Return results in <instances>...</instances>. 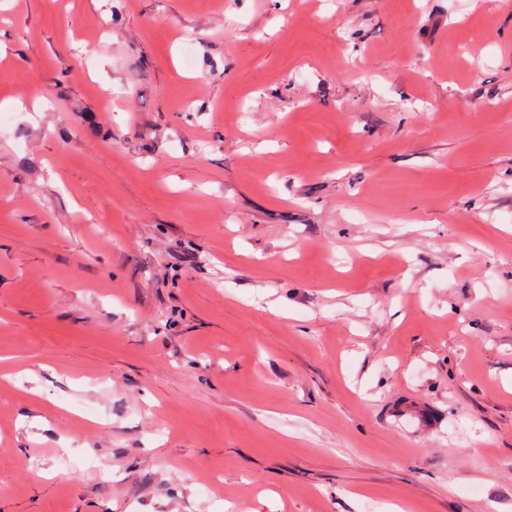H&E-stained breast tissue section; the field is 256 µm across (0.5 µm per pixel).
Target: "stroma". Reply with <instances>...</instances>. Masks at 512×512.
I'll return each mask as SVG.
<instances>
[{
	"instance_id": "1",
	"label": "stroma",
	"mask_w": 512,
	"mask_h": 512,
	"mask_svg": "<svg viewBox=\"0 0 512 512\" xmlns=\"http://www.w3.org/2000/svg\"><path fill=\"white\" fill-rule=\"evenodd\" d=\"M0 44V512H512V0Z\"/></svg>"
}]
</instances>
